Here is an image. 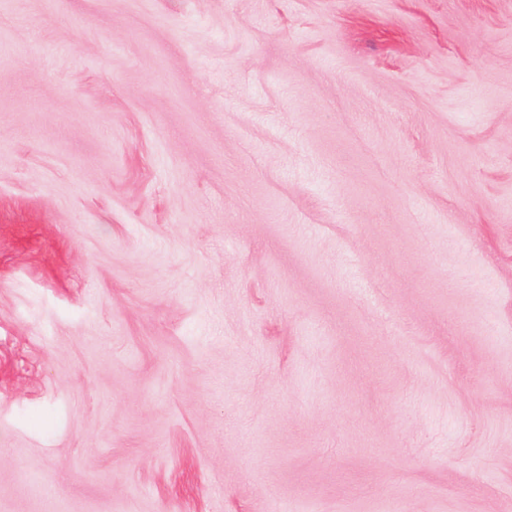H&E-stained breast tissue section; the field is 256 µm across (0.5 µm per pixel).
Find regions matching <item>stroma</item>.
<instances>
[{
  "mask_svg": "<svg viewBox=\"0 0 512 512\" xmlns=\"http://www.w3.org/2000/svg\"><path fill=\"white\" fill-rule=\"evenodd\" d=\"M512 512V0H0V512Z\"/></svg>",
  "mask_w": 512,
  "mask_h": 512,
  "instance_id": "obj_1",
  "label": "stroma"
}]
</instances>
